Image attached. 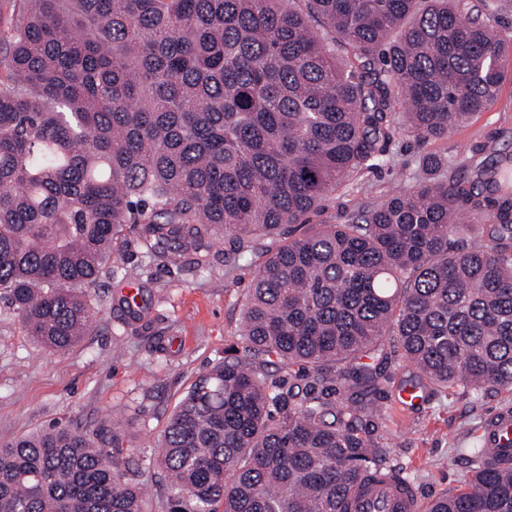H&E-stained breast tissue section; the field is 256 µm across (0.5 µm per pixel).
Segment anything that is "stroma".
<instances>
[{"instance_id": "35a3bbf8", "label": "stroma", "mask_w": 512, "mask_h": 512, "mask_svg": "<svg viewBox=\"0 0 512 512\" xmlns=\"http://www.w3.org/2000/svg\"><path fill=\"white\" fill-rule=\"evenodd\" d=\"M476 144L512 152V71L489 110L431 148L457 163ZM419 152L414 136L401 134L386 161L332 193L311 214V223H347L364 205L411 184ZM137 238L136 231H127L123 248L90 289L98 307L93 326L67 351H52L27 336L0 298V445L57 422L81 431L108 426L119 440L120 458L149 489L150 512H163L156 464L163 429L197 377L223 362L229 348L240 347L255 267L225 258L221 244L212 247L205 269L188 254L160 263L141 250ZM129 287L136 288L142 306L135 320L124 304ZM379 404L387 415L379 432L393 464L430 499L459 486L472 450L482 445L484 420L498 408H512V393H429L405 407L393 388Z\"/></svg>"}]
</instances>
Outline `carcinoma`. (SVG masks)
<instances>
[{
    "mask_svg": "<svg viewBox=\"0 0 512 512\" xmlns=\"http://www.w3.org/2000/svg\"><path fill=\"white\" fill-rule=\"evenodd\" d=\"M11 3L0 294L27 335L66 351L87 334L88 289L128 224L148 256L191 250L200 268L221 237L235 260L282 237L253 273L243 356L166 423V512H350L354 487L398 478L372 404L394 383L388 343L417 370L406 388L512 392V154L425 149L497 98L490 0ZM402 130L421 146L412 185L290 233ZM110 444L54 426L0 448V512H147ZM489 458L473 449L427 512H512V465Z\"/></svg>",
    "mask_w": 512,
    "mask_h": 512,
    "instance_id": "1",
    "label": "carcinoma"
}]
</instances>
